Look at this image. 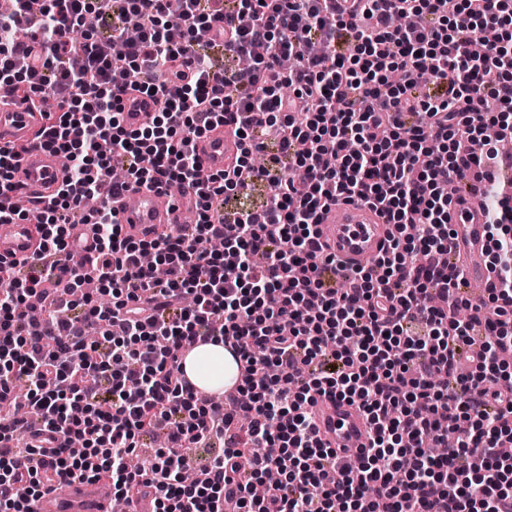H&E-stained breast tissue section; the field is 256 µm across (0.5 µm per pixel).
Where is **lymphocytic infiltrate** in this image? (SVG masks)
<instances>
[{"label": "lymphocytic infiltrate", "mask_w": 512, "mask_h": 512, "mask_svg": "<svg viewBox=\"0 0 512 512\" xmlns=\"http://www.w3.org/2000/svg\"><path fill=\"white\" fill-rule=\"evenodd\" d=\"M247 72L215 69L200 35ZM512 0H7L0 98L39 109L37 132L68 161L64 186L25 212L10 203L24 148L0 146V221L35 216L37 260H0V512H30L46 483L18 439L36 417L56 476L103 479L113 495L153 496L154 512H512V203L487 215L495 274L486 298L455 273L417 264L447 252L448 185L497 159L488 101L512 112ZM154 94L152 122L124 125L121 96ZM235 124L240 150L206 172L196 142ZM120 161L130 181L195 185L182 233L123 232L100 196ZM259 211L223 203L255 182ZM369 204L391 226L370 267L326 255L323 212ZM78 224L96 228L86 264ZM224 248L212 251L211 239ZM97 295L83 291L87 280ZM111 294V305L98 298ZM237 347L246 376L214 405L179 380L182 347ZM356 402L371 425L356 468L324 447L316 397ZM165 436L151 470L128 465ZM224 454L197 482L184 448ZM455 437L442 455L432 441ZM270 442L279 452H253Z\"/></svg>", "instance_id": "f902f5d3"}]
</instances>
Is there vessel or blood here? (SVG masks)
<instances>
[{
	"mask_svg": "<svg viewBox=\"0 0 512 512\" xmlns=\"http://www.w3.org/2000/svg\"><path fill=\"white\" fill-rule=\"evenodd\" d=\"M156 103L153 97L135 93L123 100L122 118L127 127L150 123ZM41 125L38 112L18 99H0V144L18 143L25 153L16 176L18 191L49 199L66 179L64 159L43 147L35 136ZM197 150L208 172L224 170L236 155L239 139L233 125L219 126L198 140ZM195 188L185 187L173 199H165L154 183L128 184L112 198V208L128 235L143 237L158 226L177 230L188 210L194 208ZM451 256L468 285L486 283L491 278L485 216L476 198L462 195L448 212ZM322 241L338 261L349 267L376 257L386 239L380 214L362 202H340L323 214ZM39 251V234L33 221L0 223V259H28ZM310 412L320 440L337 453L363 452L370 438V426L358 407L331 396L317 397ZM112 490L102 480L54 479L35 500L32 512H111Z\"/></svg>",
	"mask_w": 512,
	"mask_h": 512,
	"instance_id": "obj_1",
	"label": "vessel or blood"
}]
</instances>
